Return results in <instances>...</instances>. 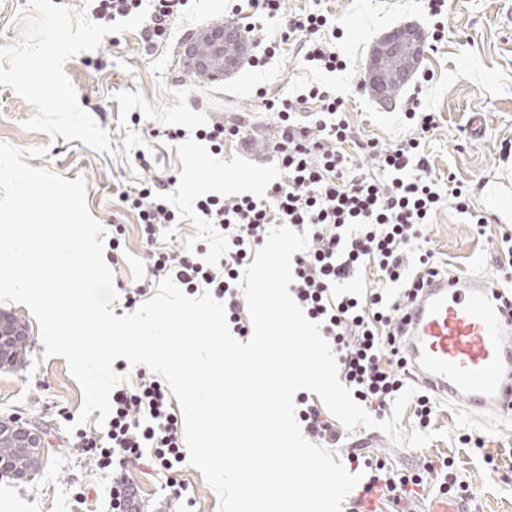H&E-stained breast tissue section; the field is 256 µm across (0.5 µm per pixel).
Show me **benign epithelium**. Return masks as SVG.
<instances>
[{
  "label": "benign epithelium",
  "instance_id": "7a95c632",
  "mask_svg": "<svg viewBox=\"0 0 512 512\" xmlns=\"http://www.w3.org/2000/svg\"><path fill=\"white\" fill-rule=\"evenodd\" d=\"M425 32L417 27L406 26L385 36L391 49L408 47L419 54L425 43ZM243 44V36L238 27L232 24L211 25L189 38L184 44V55L191 72L201 81H214L231 75L244 60V51L224 60V45ZM27 342L30 336L25 328L15 321V317L0 311V367L10 366L14 358L10 350L18 339ZM0 440H8L18 448L38 449L43 453V437L40 429L26 418L11 415L0 418ZM0 477L10 478L16 482H25L31 473L18 468L7 458L0 457Z\"/></svg>",
  "mask_w": 512,
  "mask_h": 512
}]
</instances>
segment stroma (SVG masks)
Here are the masks:
<instances>
[{"label":"stroma","mask_w":512,"mask_h":512,"mask_svg":"<svg viewBox=\"0 0 512 512\" xmlns=\"http://www.w3.org/2000/svg\"><path fill=\"white\" fill-rule=\"evenodd\" d=\"M247 0H187L171 23L169 38L148 39L144 14L115 24L98 19L84 0H0V141L26 150L43 149L30 159L87 186L91 215L104 229L120 224L124 234L110 268L125 287L150 275L152 247L141 237L136 211L120 200L146 180L168 183L173 206L184 221L166 232L163 246L177 251L203 246L207 261L221 251L210 245L209 226L190 209L198 196H260L282 178L263 146L268 118L254 96L258 85L292 96L319 78L292 46L282 45L263 74L243 65L234 75L199 81L183 63V45L216 21L231 20L234 5ZM322 9L344 36L336 50L344 72L328 82L345 101L350 124L362 135L392 145L409 135L404 112L411 98L433 113L436 126L425 135L424 152L440 186L449 179L473 185L492 177L512 178V0H446L441 39L425 45L420 67L392 105H380L360 89L369 53L384 33L407 21L432 30L423 0H283L279 16L263 20L261 37L274 41L289 17ZM253 116L256 131L248 146L226 145L213 155L196 129L214 121ZM484 133L472 138L471 116ZM183 129L181 139L167 129ZM506 227L489 224L477 234L466 215L440 207L424 234L447 273L482 274L501 282L495 263ZM28 330L30 342L21 365L0 369V416L20 415L43 432L44 464L31 479L0 478V512H112V478L68 447L69 428L78 424L83 393L64 358H44L45 347L31 312L0 302ZM99 412L82 424L88 434H105ZM399 441L383 432L356 427L347 442L367 439L368 454L388 457L394 468H416L423 459L447 456L475 498L468 512H512V420L468 411L459 403L439 404L429 427H420L413 405H406ZM483 437L484 450L464 445L463 435ZM499 456L490 471L483 453ZM145 512H169L160 476L129 465Z\"/></svg>","instance_id":"1"}]
</instances>
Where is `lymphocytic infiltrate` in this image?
<instances>
[{"label":"lymphocytic infiltrate","instance_id":"obj_1","mask_svg":"<svg viewBox=\"0 0 512 512\" xmlns=\"http://www.w3.org/2000/svg\"><path fill=\"white\" fill-rule=\"evenodd\" d=\"M253 6L259 19L244 26L246 38L254 42L252 68L264 69L281 42L289 41L304 48V59L314 69L345 70L336 51L341 33L328 13L315 10L291 19L280 41L267 42L258 36L260 20L279 15L281 0H254ZM256 97L274 118L267 147L284 179L271 183L260 197L196 199L198 215L213 226L224 246L216 265L202 261V248L170 251L159 245V237L182 221L166 184L151 180L135 194H123V202L137 212L143 239L155 248L150 279L125 289L124 306L135 307L169 276L189 292L204 288L222 299L231 331L247 336L240 279L256 248L279 224L309 232L308 249L293 256L289 291L307 318L320 323L335 353L339 378L353 399L374 416H385L402 393L406 374L397 321L413 289L426 276L440 272L434 253L422 243L425 225L446 196L473 224L484 223L485 217L473 203L471 186L452 182L447 192H440L418 137L433 128L432 114L407 108L405 117L415 134L387 145L355 132L343 99L327 83L314 82L291 98L270 94L261 86ZM367 159L373 161V169L364 167ZM361 271L375 277V286L353 288ZM137 378L135 387H114L105 436L79 429L67 443L95 468L111 474L113 512H139L138 489L124 471L132 460L147 461L153 471L166 474L168 499L188 512L194 498L176 477L186 460L181 424L160 378L143 368ZM295 403L303 432L322 447H338L343 433L321 403L303 394ZM345 460L351 470L362 469L368 475L354 500L358 507L376 494L399 504L417 495L428 477L448 497L464 500L472 494L446 457L428 460L417 471L394 469L386 460L356 448L347 449Z\"/></svg>","mask_w":512,"mask_h":512}]
</instances>
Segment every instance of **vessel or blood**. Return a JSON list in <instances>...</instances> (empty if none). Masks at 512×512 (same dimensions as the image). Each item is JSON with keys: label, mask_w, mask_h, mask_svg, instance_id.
Here are the masks:
<instances>
[{"label": "vessel or blood", "mask_w": 512, "mask_h": 512, "mask_svg": "<svg viewBox=\"0 0 512 512\" xmlns=\"http://www.w3.org/2000/svg\"><path fill=\"white\" fill-rule=\"evenodd\" d=\"M478 201L496 224H512V179L482 180ZM476 276L430 280L404 316L403 347L414 379L467 409L512 415V307Z\"/></svg>", "instance_id": "obj_1"}]
</instances>
